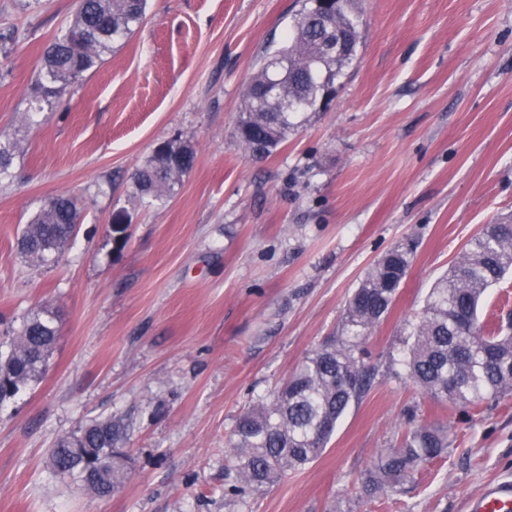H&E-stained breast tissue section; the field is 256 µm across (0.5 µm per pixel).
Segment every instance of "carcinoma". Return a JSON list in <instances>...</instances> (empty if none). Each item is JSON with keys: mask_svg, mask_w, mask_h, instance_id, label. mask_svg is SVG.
<instances>
[{"mask_svg": "<svg viewBox=\"0 0 512 512\" xmlns=\"http://www.w3.org/2000/svg\"><path fill=\"white\" fill-rule=\"evenodd\" d=\"M295 15L287 45L264 58L243 96L238 139L253 157L271 155L296 120L330 101L336 78L356 54L359 19L355 0H333L326 14L309 0ZM147 0H77L72 18L44 50L29 86V108H56L70 89L95 71L113 45L131 37L146 19ZM192 146L170 140L157 145L137 171L140 198L169 195L193 164ZM81 218L77 199L57 196L25 224L17 241L32 265L47 264L73 239ZM413 260L396 247L368 270L346 303L341 335L309 354L270 399H260L238 417L230 456L229 493L241 502L277 478L317 459L339 419L372 385L365 344L391 311ZM512 270V220L488 224L448 273L431 289L411 323L401 359L406 379L430 400L474 416L485 404L512 394V336L500 324L483 322L478 307L487 288ZM56 313L41 307L23 318L7 349H0V404L37 383L57 338ZM400 446L381 455L373 483L406 480L420 467L448 454V430L415 423ZM121 421L92 420L58 438L49 450L54 475L80 481L100 496L120 489L132 458L119 446Z\"/></svg>", "mask_w": 512, "mask_h": 512, "instance_id": "cac0c4a2", "label": "carcinoma"}]
</instances>
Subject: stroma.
I'll return each instance as SVG.
<instances>
[{"instance_id": "stroma-1", "label": "stroma", "mask_w": 512, "mask_h": 512, "mask_svg": "<svg viewBox=\"0 0 512 512\" xmlns=\"http://www.w3.org/2000/svg\"><path fill=\"white\" fill-rule=\"evenodd\" d=\"M76 2L0 0V144L14 151L0 177V337L38 305L59 312L41 380L0 404V512H463L512 480V395L475 422L396 376L429 289L512 217V0H357L360 43L333 100L261 159L235 135L243 93L302 0H149L68 106L27 115ZM176 137L192 168L167 200L139 202L134 173ZM59 195L84 204L77 233L30 266L17 238ZM409 242L399 297L366 344L373 386L318 459L240 505L224 492L238 416L339 335L372 264ZM412 408L447 428V459L372 487ZM111 416L134 458L123 488L55 479L54 442Z\"/></svg>"}]
</instances>
